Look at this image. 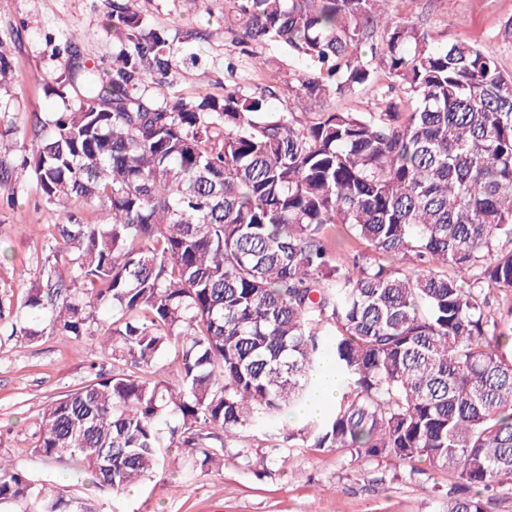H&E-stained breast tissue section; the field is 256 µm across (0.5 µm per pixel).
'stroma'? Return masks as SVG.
<instances>
[{
    "instance_id": "35a3bbf8",
    "label": "stroma",
    "mask_w": 512,
    "mask_h": 512,
    "mask_svg": "<svg viewBox=\"0 0 512 512\" xmlns=\"http://www.w3.org/2000/svg\"><path fill=\"white\" fill-rule=\"evenodd\" d=\"M113 0H0V55L12 67L14 82L0 93V134L9 126H30L35 117L73 108L76 95L62 99L54 88L65 76L64 47L71 35L85 65L110 80L122 49L112 27ZM225 0H136L148 22L169 30L172 67L157 80L144 77L137 94L160 104L206 92L220 94L238 81L251 91L274 85L270 106L278 112L365 111L373 90L342 97L307 100L295 97L289 74L311 64L291 60L268 46L257 56L240 53L224 32ZM390 18L407 20L445 43L463 38L494 57L512 73V0H389ZM234 70H227V63ZM13 200L0 197V303L20 302L40 287L52 258L53 221L28 173L14 175ZM91 336L59 334L30 342L12 335L0 321V453L45 478L49 472L32 455L43 405L52 397L93 378L95 368L111 372L112 359L97 354ZM265 464L246 466L225 459L222 470L193 474L175 471L104 499L101 512H448L445 472L412 471L395 460H355L343 452L283 449L274 441L253 442Z\"/></svg>"
}]
</instances>
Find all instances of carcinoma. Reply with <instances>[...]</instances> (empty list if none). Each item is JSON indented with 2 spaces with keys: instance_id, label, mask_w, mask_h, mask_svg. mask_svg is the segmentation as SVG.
<instances>
[{
  "instance_id": "obj_1",
  "label": "carcinoma",
  "mask_w": 512,
  "mask_h": 512,
  "mask_svg": "<svg viewBox=\"0 0 512 512\" xmlns=\"http://www.w3.org/2000/svg\"><path fill=\"white\" fill-rule=\"evenodd\" d=\"M226 2L234 43L312 63L298 98L390 82L366 112H273L274 86L162 105L134 90L169 71L167 29L114 5L126 47L106 85L68 41L56 94L82 97L21 134L66 217L52 252L69 274L49 268L11 328L32 342L94 324L114 365L44 406L32 448L88 495L0 454V507L97 512L172 470L165 448L190 472L246 458L245 433L276 438L329 359L338 400L282 442L450 472L448 512H488L487 492L512 490V318L489 309L512 290V74L389 18L388 0ZM14 169L0 142L1 190ZM93 202L97 221L68 215ZM348 239L364 245L350 264Z\"/></svg>"
}]
</instances>
